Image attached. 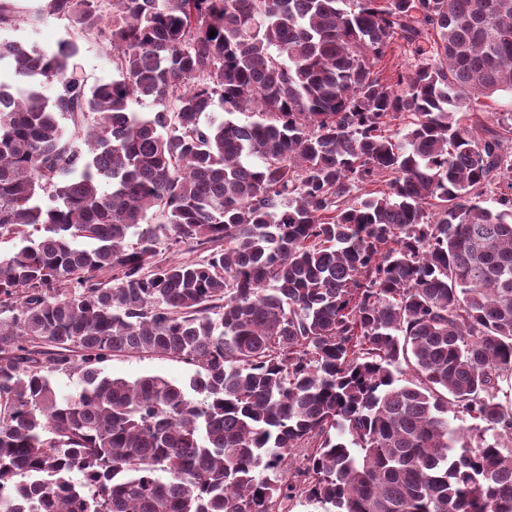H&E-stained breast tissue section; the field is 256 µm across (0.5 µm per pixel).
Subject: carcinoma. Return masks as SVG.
<instances>
[{"label": "carcinoma", "instance_id": "1", "mask_svg": "<svg viewBox=\"0 0 512 512\" xmlns=\"http://www.w3.org/2000/svg\"><path fill=\"white\" fill-rule=\"evenodd\" d=\"M46 13L117 76L0 42V512H512V148L462 124L512 93V0ZM119 352L195 375H103ZM80 65L89 86L112 79L116 73L112 66V54L102 37L96 34L84 36L81 40ZM411 62L412 57L409 52L402 48L401 50L394 51L392 54L387 52L384 57L380 58L373 64V68L375 71H379L382 74V77H385L388 80L392 79L393 82L395 81V79H393L395 77V71H405L410 67Z\"/></svg>", "mask_w": 512, "mask_h": 512}]
</instances>
